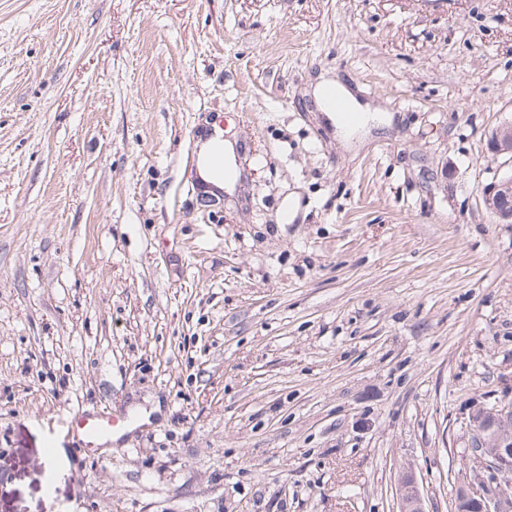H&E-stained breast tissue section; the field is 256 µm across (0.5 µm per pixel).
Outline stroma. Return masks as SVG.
I'll use <instances>...</instances> for the list:
<instances>
[{
	"label": "stroma",
	"mask_w": 512,
	"mask_h": 512,
	"mask_svg": "<svg viewBox=\"0 0 512 512\" xmlns=\"http://www.w3.org/2000/svg\"><path fill=\"white\" fill-rule=\"evenodd\" d=\"M509 119L512 0H0V512H398L409 466L452 512L512 403ZM312 93L321 110L330 114L335 120L337 134H339L343 139H352L359 130L367 125L368 122H375L383 125H390L392 123V115L383 112L379 108H374L372 111L369 107L364 108L361 103L356 101L350 89H348L339 80L333 81L331 79H326L323 76H319V79L315 84H313ZM333 95H335L336 98L346 101L349 104V107L356 111L350 112L348 105L344 101L339 99L335 100L336 111L345 115L349 123L352 124L357 121V112L364 113L361 116V123L357 127H345L342 119L338 117L337 114H334L336 112H334ZM487 149L492 157H509L512 162V120L504 121L493 128L487 139ZM210 134L201 144L198 151V158L196 164L197 179L200 184L205 185L206 192L217 194L223 191L224 187H231L233 180H225L224 167L234 169L235 166V152L231 144H225L224 138L217 131ZM219 158L222 161V166L214 163V159ZM483 204L500 223L512 224V167L498 174L483 190ZM121 422L111 414H75L71 417L70 428L82 437V446L104 448L109 445L113 431Z\"/></svg>",
	"instance_id": "1"
}]
</instances>
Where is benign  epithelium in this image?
<instances>
[{
	"label": "benign epithelium",
	"mask_w": 512,
	"mask_h": 512,
	"mask_svg": "<svg viewBox=\"0 0 512 512\" xmlns=\"http://www.w3.org/2000/svg\"><path fill=\"white\" fill-rule=\"evenodd\" d=\"M492 157L512 162V120L493 128L487 139ZM483 204L500 223L512 224V169L498 174L483 190ZM469 451L478 463L472 477L456 488L454 512H512V489L499 479L512 473V406L479 408L470 422ZM398 512H427L413 468L398 476Z\"/></svg>",
	"instance_id": "benign-epithelium-1"
}]
</instances>
